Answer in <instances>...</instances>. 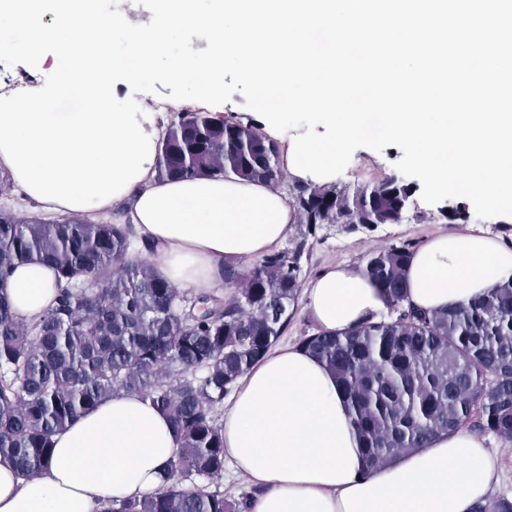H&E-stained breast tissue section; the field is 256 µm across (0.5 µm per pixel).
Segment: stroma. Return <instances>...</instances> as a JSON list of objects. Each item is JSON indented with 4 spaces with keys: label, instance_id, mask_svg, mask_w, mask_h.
Returning a JSON list of instances; mask_svg holds the SVG:
<instances>
[{
    "label": "stroma",
    "instance_id": "35a3bbf8",
    "mask_svg": "<svg viewBox=\"0 0 512 512\" xmlns=\"http://www.w3.org/2000/svg\"><path fill=\"white\" fill-rule=\"evenodd\" d=\"M402 156V150L394 145L385 147L380 153L367 148L357 149L347 168L337 175L335 184L354 187L377 178L396 176L395 163ZM407 184L411 197L408 209L398 223L382 224L371 231L362 228L348 231L333 224L321 225L315 235L308 238L301 281L309 282L333 263H348L361 268L372 252L403 242L419 247L435 234H453L469 226L512 245V222L503 223L498 217L478 218L472 213V204L464 198L426 204L421 199L420 181L411 178ZM451 207L468 211V220L448 219L446 212Z\"/></svg>",
    "mask_w": 512,
    "mask_h": 512
}]
</instances>
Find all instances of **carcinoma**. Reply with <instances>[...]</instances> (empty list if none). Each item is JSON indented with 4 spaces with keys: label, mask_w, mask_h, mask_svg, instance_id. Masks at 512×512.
<instances>
[{
    "label": "carcinoma",
    "mask_w": 512,
    "mask_h": 512,
    "mask_svg": "<svg viewBox=\"0 0 512 512\" xmlns=\"http://www.w3.org/2000/svg\"><path fill=\"white\" fill-rule=\"evenodd\" d=\"M155 170L162 179H284L276 140L207 112L171 122ZM290 196L306 230L243 273L225 269L226 298L191 299L128 258L127 226L77 217L0 223V456L36 476L55 434L104 400L136 392L169 417L180 442L170 484L139 500H108L101 512H244L248 496L230 502L219 487L226 457L217 408L287 328L307 236L321 224H395L411 192L389 177L351 190L295 182ZM410 254V245H394L363 268L396 319L301 342L336 377L369 469L460 429L512 440V282L430 314L404 305ZM17 261L49 263L64 281L34 322L1 293ZM475 512H512V499L494 496Z\"/></svg>",
    "instance_id": "cac0c4a2"
}]
</instances>
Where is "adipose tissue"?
<instances>
[{
	"label": "adipose tissue",
	"mask_w": 512,
	"mask_h": 512,
	"mask_svg": "<svg viewBox=\"0 0 512 512\" xmlns=\"http://www.w3.org/2000/svg\"><path fill=\"white\" fill-rule=\"evenodd\" d=\"M130 215L172 285L212 292L224 269L275 251L295 212L263 181L205 176L131 184ZM512 280V246L473 231L440 234L412 254L405 303L427 311L468 304ZM56 270L16 265L6 286L14 312L38 319L58 294ZM322 332L376 317L384 307L361 270L327 267L304 289ZM230 465L256 493L248 512H473L500 482L499 459L461 429L378 469H367L346 400L320 360L280 344L237 381L224 409ZM179 441L148 399L121 393L53 438L48 465L25 478L0 457V512H100L109 499H139L166 483Z\"/></svg>",
	"instance_id": "adipose-tissue-1"
}]
</instances>
